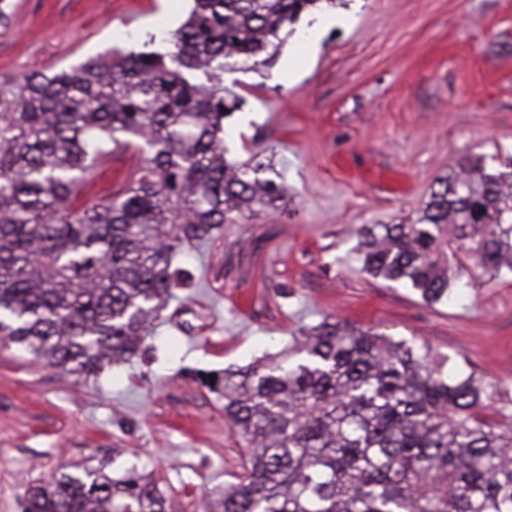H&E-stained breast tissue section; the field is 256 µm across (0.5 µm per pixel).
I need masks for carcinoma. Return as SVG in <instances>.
<instances>
[{
  "label": "carcinoma",
  "mask_w": 512,
  "mask_h": 512,
  "mask_svg": "<svg viewBox=\"0 0 512 512\" xmlns=\"http://www.w3.org/2000/svg\"><path fill=\"white\" fill-rule=\"evenodd\" d=\"M337 0H193L165 53L114 49L60 72L0 75V339L69 374L127 362L180 285L175 258L278 208L272 167L224 142V67L265 66L281 33ZM136 173L95 201L101 159ZM416 217L364 224L374 279L455 301L467 263L512 273V165L459 158ZM425 344L324 319L288 348L203 380L224 398L238 470L203 512H512V413ZM26 512H176L133 464L65 467Z\"/></svg>",
  "instance_id": "1"
}]
</instances>
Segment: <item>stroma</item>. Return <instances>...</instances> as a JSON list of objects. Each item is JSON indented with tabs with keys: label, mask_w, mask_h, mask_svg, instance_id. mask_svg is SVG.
Instances as JSON below:
<instances>
[{
	"label": "stroma",
	"mask_w": 512,
	"mask_h": 512,
	"mask_svg": "<svg viewBox=\"0 0 512 512\" xmlns=\"http://www.w3.org/2000/svg\"><path fill=\"white\" fill-rule=\"evenodd\" d=\"M190 8L10 0L0 73L147 41L166 52ZM345 11L348 26L321 34L301 18L272 65L225 71L241 100L226 144L272 159L286 202L186 251L178 315H163L137 357L80 378L0 344V512H24L31 480L116 449L177 489L180 512H202L238 454L201 376L285 353L326 317L425 343L512 409V276L429 305L367 275L354 251L361 225L416 215L457 158L512 157V0H349Z\"/></svg>",
	"instance_id": "35a3bbf8"
}]
</instances>
